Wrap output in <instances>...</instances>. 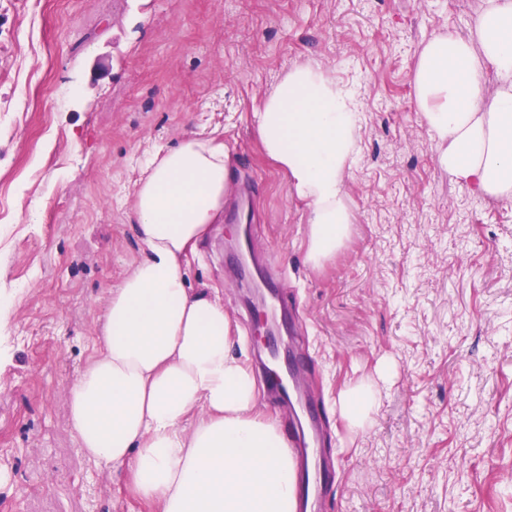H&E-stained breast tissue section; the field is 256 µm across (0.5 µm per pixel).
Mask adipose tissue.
I'll return each instance as SVG.
<instances>
[{
    "label": "adipose tissue",
    "instance_id": "ef3b65f1",
    "mask_svg": "<svg viewBox=\"0 0 512 512\" xmlns=\"http://www.w3.org/2000/svg\"><path fill=\"white\" fill-rule=\"evenodd\" d=\"M414 94L440 168L475 193L511 201L512 0H484L468 36L431 38L416 60ZM252 121L263 158L308 207L307 259L320 265L348 233L345 178L361 122L353 98L329 71L300 65ZM232 171L214 138H187L146 161L132 208L144 253L108 289L96 353L69 391L82 455L121 470L159 512H295L294 462L276 424L255 410V378L232 352L224 303L187 286L190 258L224 221ZM378 402L370 382L339 398L355 427Z\"/></svg>",
    "mask_w": 512,
    "mask_h": 512
}]
</instances>
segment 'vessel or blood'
<instances>
[{
  "mask_svg": "<svg viewBox=\"0 0 512 512\" xmlns=\"http://www.w3.org/2000/svg\"><path fill=\"white\" fill-rule=\"evenodd\" d=\"M259 287L262 302L250 299L246 307L250 313H263L271 330L258 351L256 363L262 373L266 397L287 414L284 429L296 461L297 512H324L323 488L331 478V469L320 453L323 418L309 383L307 365L281 337L285 283L278 277L264 275Z\"/></svg>",
  "mask_w": 512,
  "mask_h": 512,
  "instance_id": "1",
  "label": "vessel or blood"
}]
</instances>
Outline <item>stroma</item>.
<instances>
[{
  "label": "stroma",
  "mask_w": 512,
  "mask_h": 512,
  "mask_svg": "<svg viewBox=\"0 0 512 512\" xmlns=\"http://www.w3.org/2000/svg\"><path fill=\"white\" fill-rule=\"evenodd\" d=\"M481 0H0V512H156L87 462L68 392L94 352L105 293L141 255L142 160L223 140L263 267L286 277L292 338L331 424L325 512H512V201L451 180L414 98L441 33L468 35ZM352 92L360 151L348 237L306 258L308 210L260 156L250 115L288 68ZM230 223L187 268L219 290L254 358L243 292L224 272ZM363 428L339 410L377 380Z\"/></svg>",
  "instance_id": "obj_1"
}]
</instances>
